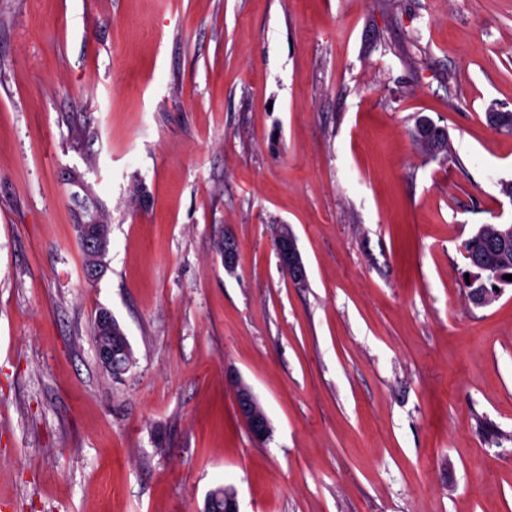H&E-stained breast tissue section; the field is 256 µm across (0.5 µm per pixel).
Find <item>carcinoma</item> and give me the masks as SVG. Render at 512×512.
<instances>
[{"label": "carcinoma", "mask_w": 512, "mask_h": 512, "mask_svg": "<svg viewBox=\"0 0 512 512\" xmlns=\"http://www.w3.org/2000/svg\"><path fill=\"white\" fill-rule=\"evenodd\" d=\"M486 118L492 129L512 133V112H489ZM414 137L428 154L436 155L447 148L446 134L433 139L420 124L416 125ZM503 230L500 224H485L466 240V259L471 267L467 295L508 283L504 275L512 274V236H503Z\"/></svg>", "instance_id": "obj_1"}]
</instances>
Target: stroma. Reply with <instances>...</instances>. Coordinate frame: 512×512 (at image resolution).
<instances>
[{"label": "stroma", "instance_id": "obj_1", "mask_svg": "<svg viewBox=\"0 0 512 512\" xmlns=\"http://www.w3.org/2000/svg\"><path fill=\"white\" fill-rule=\"evenodd\" d=\"M492 111L512 0H0V512H512V286L460 250L512 224ZM421 120V119H420ZM418 121L414 133L417 144L428 154L437 155L439 152L446 150L448 139L445 133L438 138L433 139L427 134L424 127ZM100 220V224H82V225H95L97 226L96 232L94 234V238L91 241L86 242L85 245V253L82 248L80 232L77 230L75 225L76 236L80 245V249L84 258V267L86 263V275L90 280L98 279L104 270L103 258L107 252V242H108V232L105 228L101 227V224H105L108 226L110 233V225L103 218H98ZM85 254H86V262H85ZM284 231L278 238L276 254L278 256L280 265L288 267L283 268L287 273H290V278L296 284L301 285L306 282V270L303 263L302 255L298 249L297 241L294 233L286 224ZM115 329L113 331L112 336H101L102 340L99 345H97V352L99 358L102 360V364L104 367L112 372L113 371H122L125 372L128 366L123 365V358L118 356L122 353L127 354V349H118L115 346L112 347V341L118 340L122 341L124 339V333L121 330L120 326L116 322L114 324ZM239 413L246 422L255 441L264 443L272 433L269 420L249 387L240 385L236 390Z\"/></svg>", "mask_w": 512, "mask_h": 512}]
</instances>
